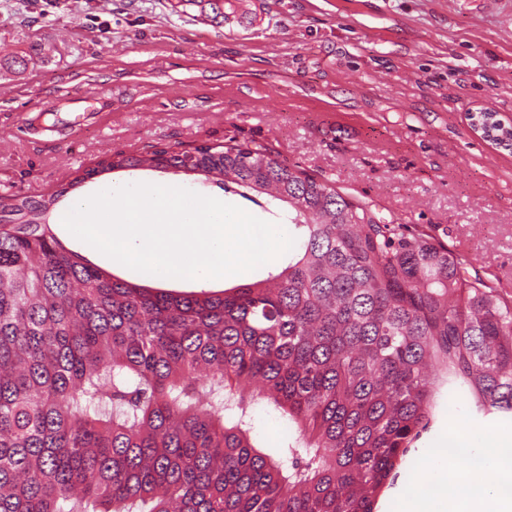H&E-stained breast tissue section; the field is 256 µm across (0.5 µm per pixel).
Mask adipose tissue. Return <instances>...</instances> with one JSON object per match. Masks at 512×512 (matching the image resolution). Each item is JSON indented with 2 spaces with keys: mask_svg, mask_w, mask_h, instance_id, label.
Segmentation results:
<instances>
[{
  "mask_svg": "<svg viewBox=\"0 0 512 512\" xmlns=\"http://www.w3.org/2000/svg\"><path fill=\"white\" fill-rule=\"evenodd\" d=\"M491 458L498 464L499 486L494 492L486 489L482 478ZM393 512H512V451L486 449L471 457L462 474L441 468L432 481L416 484Z\"/></svg>",
  "mask_w": 512,
  "mask_h": 512,
  "instance_id": "obj_1",
  "label": "adipose tissue"
}]
</instances>
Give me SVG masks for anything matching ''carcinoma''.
<instances>
[{
    "label": "carcinoma",
    "mask_w": 512,
    "mask_h": 512,
    "mask_svg": "<svg viewBox=\"0 0 512 512\" xmlns=\"http://www.w3.org/2000/svg\"><path fill=\"white\" fill-rule=\"evenodd\" d=\"M288 204V264L150 288L66 249L49 198L0 203V512H374L442 385L512 416V300L448 248L272 158L110 155ZM298 436L270 455L256 398ZM288 262V253L278 259L275 263H268L265 264L253 271L232 275L228 278L224 279L223 282H216L213 286V288H207L206 291H221L224 290V288H232L238 284L245 283V282H254L257 280L264 279L268 272L275 271V270H281L286 263Z\"/></svg>",
    "instance_id": "1"
}]
</instances>
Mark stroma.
<instances>
[{
  "mask_svg": "<svg viewBox=\"0 0 512 512\" xmlns=\"http://www.w3.org/2000/svg\"><path fill=\"white\" fill-rule=\"evenodd\" d=\"M172 0H0V201L49 196L106 155L157 147L263 146L461 257L512 299V149L471 113L512 125V0H257L259 21L227 24ZM114 185L165 182L280 222L196 177L116 171ZM500 437L512 418L440 391L376 512L436 471L435 449ZM297 435L262 400L252 443Z\"/></svg>",
  "mask_w": 512,
  "mask_h": 512,
  "instance_id": "1",
  "label": "stroma"
}]
</instances>
